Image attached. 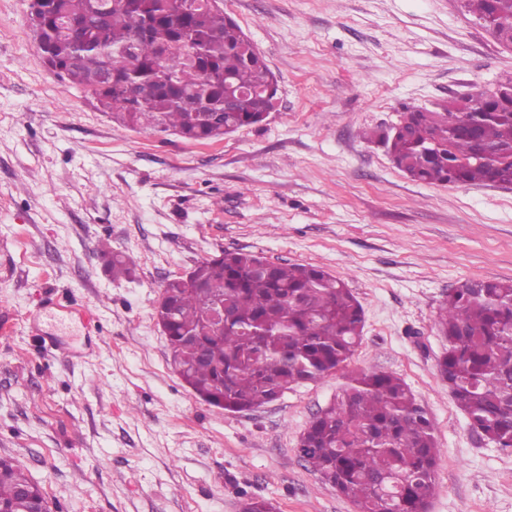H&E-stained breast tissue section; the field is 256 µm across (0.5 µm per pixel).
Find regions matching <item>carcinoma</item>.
<instances>
[{
	"mask_svg": "<svg viewBox=\"0 0 512 512\" xmlns=\"http://www.w3.org/2000/svg\"><path fill=\"white\" fill-rule=\"evenodd\" d=\"M464 7L501 44L512 45V0H465ZM37 50L53 72L82 88L123 123L190 141L222 138L263 122L277 79L238 22L203 0L175 11L170 0H43ZM136 43L135 55L123 53ZM196 51L198 63L159 53ZM481 112L468 100L410 109L397 124L365 133L383 144L411 180L427 184L512 185V77L500 81ZM208 102L201 115L193 102ZM112 278L133 259L114 254ZM224 299V330L209 319ZM171 362L204 402L228 412L259 408L297 385L341 372L345 384L300 438L304 460L359 512H423L438 460L434 428L408 384L382 370L348 366L362 339L364 309L346 283L324 269L270 262L224 250L167 280L156 307ZM437 324L446 342L438 372L469 426L512 449V281L468 279L448 291ZM45 500L21 469L0 460V504L23 491ZM243 512H276L247 498Z\"/></svg>",
	"mask_w": 512,
	"mask_h": 512,
	"instance_id": "cac0c4a2",
	"label": "carcinoma"
}]
</instances>
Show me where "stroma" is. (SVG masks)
<instances>
[{
  "label": "stroma",
  "instance_id": "1",
  "mask_svg": "<svg viewBox=\"0 0 512 512\" xmlns=\"http://www.w3.org/2000/svg\"><path fill=\"white\" fill-rule=\"evenodd\" d=\"M461 0H224L279 81L215 142L132 129L45 64L30 0H0V458L52 512H356L299 452L341 374L259 408L200 400L155 316L222 250L312 264L364 307L358 371L396 373L434 427L428 512H512V451L438 375L440 303L512 280V186L412 181L362 129L493 90L512 50ZM135 261L113 279L108 252Z\"/></svg>",
  "mask_w": 512,
  "mask_h": 512
}]
</instances>
